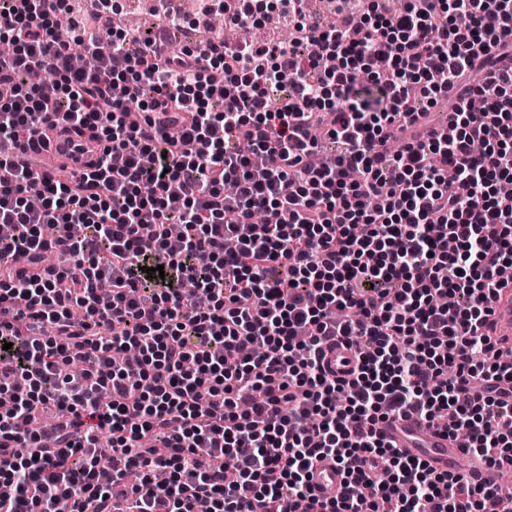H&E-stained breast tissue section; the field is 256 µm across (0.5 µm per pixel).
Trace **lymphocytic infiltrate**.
I'll list each match as a JSON object with an SVG mask.
<instances>
[{"instance_id":"obj_1","label":"lymphocytic infiltrate","mask_w":512,"mask_h":512,"mask_svg":"<svg viewBox=\"0 0 512 512\" xmlns=\"http://www.w3.org/2000/svg\"><path fill=\"white\" fill-rule=\"evenodd\" d=\"M304 2L154 0L168 27L296 32L189 48L130 37L111 0H0V378L25 379L0 512H512L380 429L415 414L512 462L483 330L512 267V0H369L351 29ZM443 98L447 134L412 133ZM55 136L82 171L34 166ZM327 456L346 485L322 503ZM354 348L349 347L343 340L336 341V348L327 351L325 363L328 369L336 373L337 377H348L354 366ZM344 482L345 476L336 459L327 457L315 462L311 470V485L315 496L321 502L339 497Z\"/></svg>"}]
</instances>
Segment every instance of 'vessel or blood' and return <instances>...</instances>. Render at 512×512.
<instances>
[{"mask_svg":"<svg viewBox=\"0 0 512 512\" xmlns=\"http://www.w3.org/2000/svg\"><path fill=\"white\" fill-rule=\"evenodd\" d=\"M493 312L487 327L501 350L512 351V288L499 295L492 305ZM355 362L354 350L344 341H337L328 351L325 363L328 369L340 377H348ZM384 433L403 454L426 459L430 469L437 472L455 473L461 481L472 484L494 482L500 467L475 463L461 468L460 443L446 434L429 429L417 416L392 419L382 426ZM345 476L336 459L328 457L315 462L311 470V485L320 501L340 496Z\"/></svg>","mask_w":512,"mask_h":512,"instance_id":"1","label":"vessel or blood"}]
</instances>
